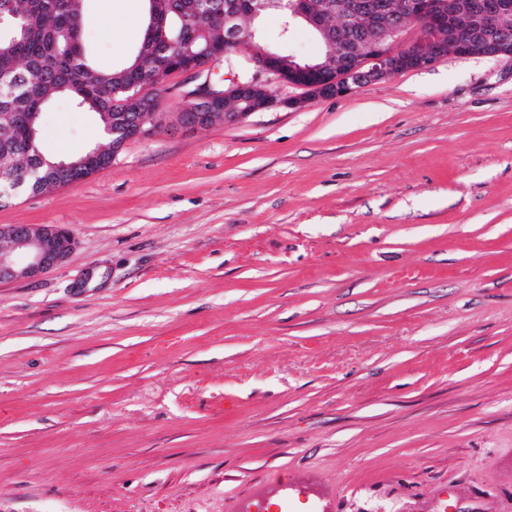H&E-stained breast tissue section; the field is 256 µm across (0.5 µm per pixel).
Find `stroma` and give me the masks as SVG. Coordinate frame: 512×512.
Returning <instances> with one entry per match:
<instances>
[{
	"label": "stroma",
	"mask_w": 512,
	"mask_h": 512,
	"mask_svg": "<svg viewBox=\"0 0 512 512\" xmlns=\"http://www.w3.org/2000/svg\"><path fill=\"white\" fill-rule=\"evenodd\" d=\"M145 0H84L123 64ZM0 206V512H512V59L447 55ZM44 153L101 144L60 97ZM0 241V282L32 277L59 265L74 246L68 230L56 224H1Z\"/></svg>",
	"instance_id": "35a3bbf8"
}]
</instances>
